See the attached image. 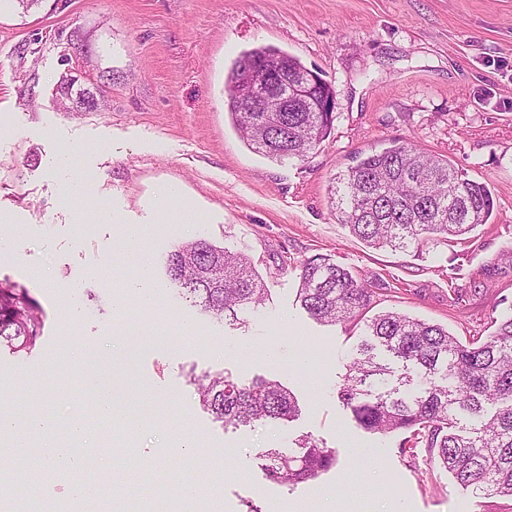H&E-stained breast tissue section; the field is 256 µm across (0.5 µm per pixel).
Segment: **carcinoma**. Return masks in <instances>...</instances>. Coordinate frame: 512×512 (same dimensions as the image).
<instances>
[{
    "label": "carcinoma",
    "instance_id": "1",
    "mask_svg": "<svg viewBox=\"0 0 512 512\" xmlns=\"http://www.w3.org/2000/svg\"><path fill=\"white\" fill-rule=\"evenodd\" d=\"M282 58L288 83L308 71L299 59L273 47L244 52L225 81L227 108L240 138L272 159L305 160L329 136L332 113L314 102L332 94L320 81L301 112H247L236 92L248 65ZM330 193L336 212L355 237L369 247L420 249L432 242L460 243L494 208L490 189L467 179L444 156L414 145L395 144L361 158L336 174ZM165 275L191 306L220 320L266 300L250 258L204 237L182 244L166 258ZM301 306L321 323L365 316L373 291L367 281L329 258L314 256L300 265ZM41 308L30 292L0 280V347L29 352L41 334ZM369 340L349 365L340 397L362 429L410 433L415 444L437 452L458 485L475 493L512 498V316L502 317L489 335L463 344L448 329L394 310L365 323ZM381 347L403 362L397 382L377 360ZM411 386L414 394L402 395ZM203 405L224 425L248 426L289 420L297 400L276 380L257 377L240 384L222 374L199 380ZM300 452H269L271 472L281 483L299 484L333 466V452L307 438Z\"/></svg>",
    "mask_w": 512,
    "mask_h": 512
}]
</instances>
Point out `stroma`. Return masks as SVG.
<instances>
[{
	"label": "stroma",
	"instance_id": "1",
	"mask_svg": "<svg viewBox=\"0 0 512 512\" xmlns=\"http://www.w3.org/2000/svg\"><path fill=\"white\" fill-rule=\"evenodd\" d=\"M266 45L334 90L331 134L302 161L253 152L228 113L233 62ZM396 142L448 157L488 186L493 213L468 242L375 250L339 223L336 173ZM64 145L79 147L74 172L89 186L73 203L56 172ZM170 182L190 224L164 221ZM0 212L14 218L0 223V280L28 288L43 309L31 352L0 348L1 402L86 418L90 397L73 386L90 353L139 324L138 311L120 315L114 304L141 262L162 284L157 311L170 330L197 329L119 359L123 406H141L149 424L92 423L79 450L83 479L122 487V512L155 497L142 475L173 467L203 478L210 512H512L510 498L462 489L406 433L359 428L338 390L365 327L320 324L296 300L300 263L322 255L369 280L372 312L437 323L464 342L512 314V0H40L26 13L0 0ZM140 226L154 238L119 256L121 229ZM197 236L249 256L265 303L224 322L166 286L168 252ZM220 373L279 381L298 416L216 421L194 379ZM181 434L191 454L177 448ZM307 437L335 464L298 485L269 480L267 451ZM39 470L46 512H62L70 471L47 459ZM387 482L400 494L380 493Z\"/></svg>",
	"mask_w": 512,
	"mask_h": 512
}]
</instances>
